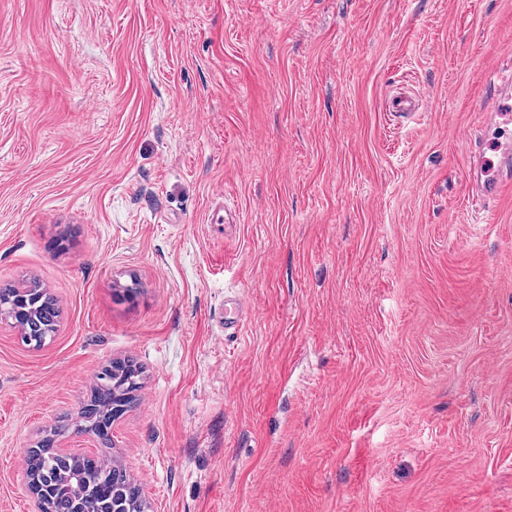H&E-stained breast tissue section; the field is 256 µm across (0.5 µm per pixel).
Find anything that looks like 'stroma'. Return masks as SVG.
Listing matches in <instances>:
<instances>
[{
  "label": "stroma",
  "mask_w": 512,
  "mask_h": 512,
  "mask_svg": "<svg viewBox=\"0 0 512 512\" xmlns=\"http://www.w3.org/2000/svg\"><path fill=\"white\" fill-rule=\"evenodd\" d=\"M498 67L512 0H0V286L61 309L38 349L0 316V512L124 357L111 448L65 439L149 512H512ZM512 71L496 73L493 78L490 102L483 106L482 124L485 134L468 143L470 177L478 197L486 201L497 200L512 186V140L509 133L496 137L494 132L507 121L511 122ZM509 109V110H508ZM489 135L492 136L488 139ZM494 141V142H493ZM491 152V154H489Z\"/></svg>",
  "instance_id": "obj_1"
}]
</instances>
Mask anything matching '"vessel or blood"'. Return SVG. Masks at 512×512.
Wrapping results in <instances>:
<instances>
[{"instance_id":"1","label":"vessel or blood","mask_w":512,"mask_h":512,"mask_svg":"<svg viewBox=\"0 0 512 512\" xmlns=\"http://www.w3.org/2000/svg\"><path fill=\"white\" fill-rule=\"evenodd\" d=\"M512 113V72L495 74L490 101L482 108L485 137L468 143L470 177L478 197L497 200L512 188V137L496 136L502 120Z\"/></svg>"}]
</instances>
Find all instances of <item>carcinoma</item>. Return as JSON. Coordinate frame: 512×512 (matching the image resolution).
<instances>
[{
    "instance_id": "cac0c4a2",
    "label": "carcinoma",
    "mask_w": 512,
    "mask_h": 512,
    "mask_svg": "<svg viewBox=\"0 0 512 512\" xmlns=\"http://www.w3.org/2000/svg\"><path fill=\"white\" fill-rule=\"evenodd\" d=\"M33 313L21 340L39 347L55 330L59 309L43 289L36 288L23 298ZM141 370L132 360L119 366L105 365L97 374L90 400L80 412L84 428L93 431L103 445L112 444V403L138 388ZM30 488L45 503V512H61L78 507L88 512H141L139 488L126 471L101 457L67 454L42 443L32 451Z\"/></svg>"
}]
</instances>
